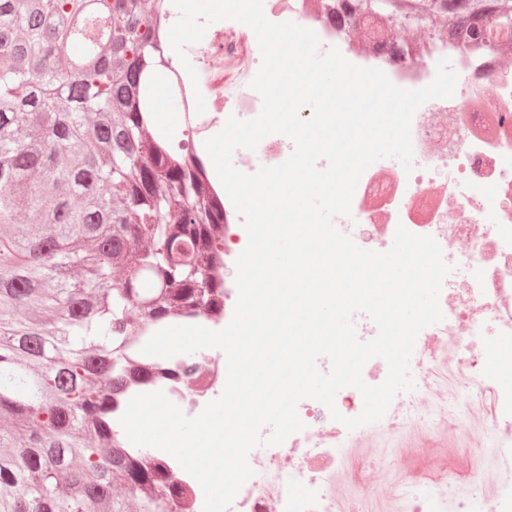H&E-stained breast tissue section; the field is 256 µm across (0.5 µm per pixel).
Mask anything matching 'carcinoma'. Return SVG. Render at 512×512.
I'll return each instance as SVG.
<instances>
[{
  "label": "carcinoma",
  "mask_w": 512,
  "mask_h": 512,
  "mask_svg": "<svg viewBox=\"0 0 512 512\" xmlns=\"http://www.w3.org/2000/svg\"><path fill=\"white\" fill-rule=\"evenodd\" d=\"M84 2L0 0V512H126L120 488L139 512H168L152 489L178 491L175 473L123 447L112 410L131 378L151 377L136 324L224 296L212 266L224 202L172 155L152 95L164 72L146 70L160 59L165 0L149 18L137 0H97L110 37L61 75L54 58L88 48L71 25ZM319 5L379 40L442 23L469 46L512 0ZM162 186L170 201L158 210ZM20 307L40 314L19 320Z\"/></svg>",
  "instance_id": "cac0c4a2"
}]
</instances>
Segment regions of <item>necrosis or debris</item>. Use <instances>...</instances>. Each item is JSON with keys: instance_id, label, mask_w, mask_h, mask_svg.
<instances>
[{"instance_id": "1", "label": "necrosis or debris", "mask_w": 512, "mask_h": 512, "mask_svg": "<svg viewBox=\"0 0 512 512\" xmlns=\"http://www.w3.org/2000/svg\"><path fill=\"white\" fill-rule=\"evenodd\" d=\"M266 17L316 32L321 51L338 48L359 67L382 70L397 87L415 90L431 83L446 59L465 81L452 97L421 105L411 124L413 164L378 160L362 174L350 216L336 219L339 230L366 250H388L397 226L439 243L443 257L458 269L444 279L439 303L441 323L425 328L412 377L415 389L398 393L384 417L348 434L337 430L327 408L313 399L300 401L303 431L277 446L252 450L253 477L233 499L229 512H345L347 502L372 512H445L448 471L443 464L468 455V495L459 512H512V472L491 475V461H503L512 447V63L492 43L472 52L451 49L438 35L432 45L396 32L387 45L355 49L352 36L316 10L313 0H263ZM262 62L254 32L233 20L211 24L194 73L178 56L168 68L171 88L182 101L177 140L184 159L200 156L199 145L217 134L229 117L249 120L262 108L250 82ZM203 96L204 112L195 98ZM294 144L281 134L260 141L256 150L236 149L233 164L252 174L284 162ZM248 242L242 218L232 202L224 204V260L216 271L224 279V313L199 310L197 320L220 330L230 322L237 300L235 261ZM493 364H486V357ZM154 373L148 382L126 386L124 404L140 393L163 391L187 416L194 417L217 399L225 386L226 355L216 348L191 356H149ZM415 425L405 454L418 462L439 463L428 478L403 476L380 484L390 468L385 455H353V436L376 438ZM154 462L177 471L180 491L167 484L155 493L171 498L172 512H203L199 482L166 452L151 449ZM345 468L356 487L353 500L336 491V470Z\"/></svg>"}]
</instances>
